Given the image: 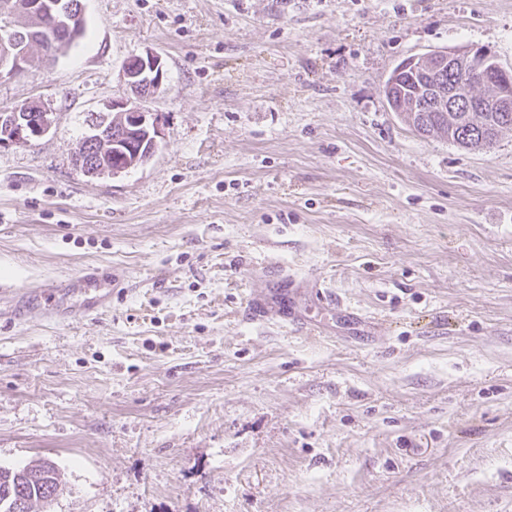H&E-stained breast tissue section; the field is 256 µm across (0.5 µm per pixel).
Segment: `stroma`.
Returning <instances> with one entry per match:
<instances>
[{"label": "stroma", "mask_w": 512, "mask_h": 512, "mask_svg": "<svg viewBox=\"0 0 512 512\" xmlns=\"http://www.w3.org/2000/svg\"><path fill=\"white\" fill-rule=\"evenodd\" d=\"M83 5L0 77L54 114L0 147V465L56 462L50 512H512V131L465 150L383 95L435 50L512 67V0ZM148 51L159 149L87 176ZM89 267L102 315L54 290ZM30 2L26 6L27 20L41 22L43 15H47L53 18L55 27L60 32V35L68 34L72 30V22L81 15L78 11L74 16L73 6L70 9L65 10L61 7L62 5H68L71 2L80 0H29ZM78 27L74 29V34L57 36L53 38L52 43L48 42L47 37L35 38L33 42L27 41V45L31 50L33 58L36 57L38 66L47 60L54 59L60 52L69 47L77 39L84 35L86 29V21L84 16L78 18ZM33 47H37L40 50V55H35L32 52Z\"/></svg>", "instance_id": "obj_1"}]
</instances>
